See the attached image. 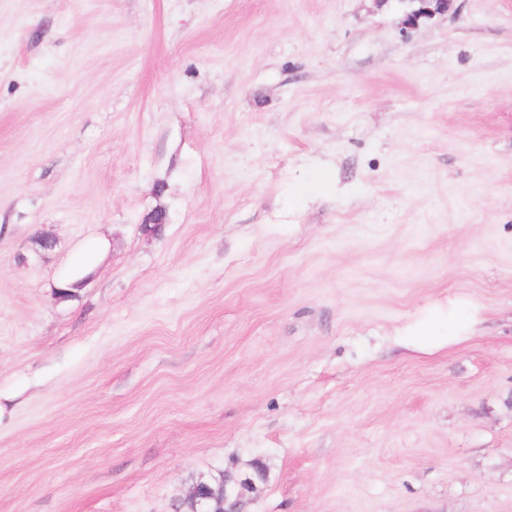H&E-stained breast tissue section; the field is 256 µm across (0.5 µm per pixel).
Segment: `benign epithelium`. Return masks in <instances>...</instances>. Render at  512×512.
Returning a JSON list of instances; mask_svg holds the SVG:
<instances>
[{
	"label": "benign epithelium",
	"instance_id": "7a95c632",
	"mask_svg": "<svg viewBox=\"0 0 512 512\" xmlns=\"http://www.w3.org/2000/svg\"><path fill=\"white\" fill-rule=\"evenodd\" d=\"M406 4L403 24L413 26L423 18L447 13L454 0H400ZM263 464L255 462L247 472H224V487L209 491L193 486L188 497L190 512H247L260 483L266 480Z\"/></svg>",
	"mask_w": 512,
	"mask_h": 512
}]
</instances>
